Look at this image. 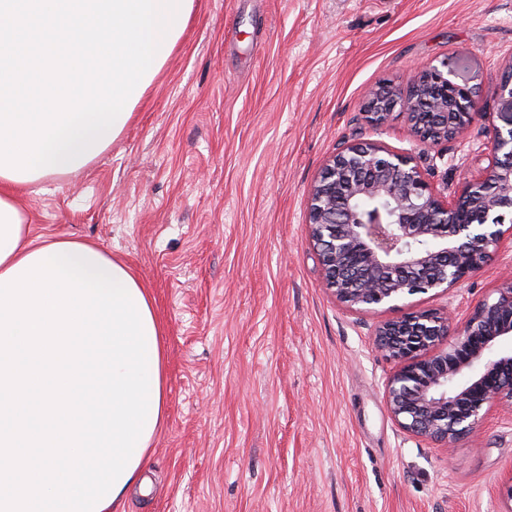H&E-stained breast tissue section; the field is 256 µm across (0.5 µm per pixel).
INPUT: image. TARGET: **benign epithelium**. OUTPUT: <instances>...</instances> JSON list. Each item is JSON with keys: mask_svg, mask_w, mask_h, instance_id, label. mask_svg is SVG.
Listing matches in <instances>:
<instances>
[{"mask_svg": "<svg viewBox=\"0 0 512 512\" xmlns=\"http://www.w3.org/2000/svg\"><path fill=\"white\" fill-rule=\"evenodd\" d=\"M455 78L444 60L404 89L370 90L367 124L381 129L402 117L424 145L461 137L482 113L473 89ZM498 95L507 111L502 125L484 129L491 162L480 176L463 177L451 199L407 156L373 142L336 148L309 190L306 224L323 280L344 307L372 310L446 291L512 237V65ZM372 336L375 349L399 363L385 397L403 432L448 449L492 410L512 415V278L457 327L451 314L425 310L383 321Z\"/></svg>", "mask_w": 512, "mask_h": 512, "instance_id": "obj_1", "label": "benign epithelium"}]
</instances>
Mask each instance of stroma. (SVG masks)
<instances>
[{
	"instance_id": "stroma-1",
	"label": "stroma",
	"mask_w": 512,
	"mask_h": 512,
	"mask_svg": "<svg viewBox=\"0 0 512 512\" xmlns=\"http://www.w3.org/2000/svg\"><path fill=\"white\" fill-rule=\"evenodd\" d=\"M445 59L485 108L428 149L426 180L454 193L491 159L512 0H194L122 134L21 192L36 233L124 262L161 327L167 418L148 495L118 512H512V419L491 412L449 451L407 436L385 402L396 364L370 338L413 311L463 322L512 277V244L449 291L351 312L305 223L339 143L415 153L403 121L365 122L367 90Z\"/></svg>"
}]
</instances>
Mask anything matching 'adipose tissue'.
<instances>
[{"instance_id": "obj_1", "label": "adipose tissue", "mask_w": 512, "mask_h": 512, "mask_svg": "<svg viewBox=\"0 0 512 512\" xmlns=\"http://www.w3.org/2000/svg\"><path fill=\"white\" fill-rule=\"evenodd\" d=\"M0 176V512H113L166 419L149 297L95 244L33 235Z\"/></svg>"}]
</instances>
